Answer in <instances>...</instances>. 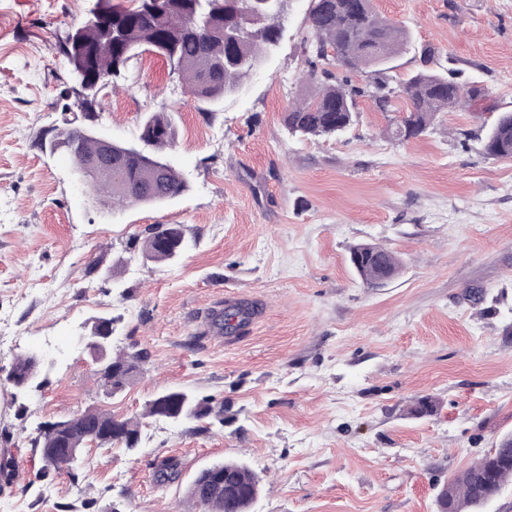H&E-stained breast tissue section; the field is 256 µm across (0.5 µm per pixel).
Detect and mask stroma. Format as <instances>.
<instances>
[{
	"label": "stroma",
	"instance_id": "35a3bbf8",
	"mask_svg": "<svg viewBox=\"0 0 512 512\" xmlns=\"http://www.w3.org/2000/svg\"><path fill=\"white\" fill-rule=\"evenodd\" d=\"M92 0H0V369L39 351L40 389L0 384V512H191L187 488L209 464L245 461L262 479L251 512H437L449 478L512 434V160L482 153L485 127L512 112V0H374L412 44L490 94L395 141L371 100L342 137H291L283 117L318 83L303 39L310 0H289L284 37L233 95L207 106L164 59L135 56L100 94L98 128L131 142L150 112L173 113L169 155L190 182L160 206L88 203L63 152L70 70L59 47ZM183 225L176 263L143 262L134 235ZM376 243L403 273L364 286L351 246ZM256 308L233 341L205 330L229 295ZM99 317L112 352L147 356L141 378L106 395L78 337ZM225 403L223 424L142 418L135 450L93 448L78 477L43 480L39 424L90 407L142 417L166 388ZM438 409L415 417L414 399ZM173 457L179 475L160 481Z\"/></svg>",
	"mask_w": 512,
	"mask_h": 512
}]
</instances>
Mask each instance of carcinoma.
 Returning a JSON list of instances; mask_svg holds the SVG:
<instances>
[{
  "instance_id": "carcinoma-1",
  "label": "carcinoma",
  "mask_w": 512,
  "mask_h": 512,
  "mask_svg": "<svg viewBox=\"0 0 512 512\" xmlns=\"http://www.w3.org/2000/svg\"><path fill=\"white\" fill-rule=\"evenodd\" d=\"M112 8V47L105 46V31L97 23H84L85 50L94 52L97 69L112 68L116 78L130 59L142 49L165 58L170 73L204 104H215L235 93L262 58L279 44L283 10L276 0H132L125 7L106 0ZM310 30L304 38L312 58L311 75L322 80L316 93L292 106L284 116L288 132L300 138H332L346 133L358 117V100L370 99L382 112L398 111L402 101L407 115L388 130V136L404 141L426 133L439 112H448L488 96L489 89L476 82L460 83L451 72L432 68L439 51L424 50V68L407 80L393 75L395 60L410 46L409 32L382 17L373 0H311ZM365 73L368 80L352 83L350 75ZM75 97L82 119L60 130L67 153L74 162L88 161L100 153V142L86 129L97 118L100 100H82L74 88L63 92ZM140 147L118 143L112 147V167L125 174L122 185L100 172L90 176L92 200L104 207L161 205L184 194L188 183L164 150L174 145L177 127L167 112H151L139 126ZM484 154L495 160L512 159V112H501L489 126ZM143 261L173 263L192 247L180 224H150L136 238ZM350 263L364 284L383 286L402 269V260L375 244L350 249ZM252 308L243 305L224 311L218 320L226 334L237 333L247 324ZM98 373L105 390L115 396L137 377L146 361L142 352L102 353ZM51 365L30 354L18 357L5 375V382L18 391L29 379L40 388ZM187 403L189 422L209 418L224 423V408H215L206 397L183 389H165L144 404V416L161 418ZM140 442V422L121 419L101 408H89L77 416L46 422L30 439L40 449L39 476L48 479L60 472L50 460V451L60 448L78 452L80 465L86 448H125ZM512 481V435L499 439L495 448L469 468L455 475L440 489L436 503L451 502L452 512H480ZM261 489V479L244 462L224 460L202 469L190 482L187 494L200 512H250Z\"/></svg>"
}]
</instances>
